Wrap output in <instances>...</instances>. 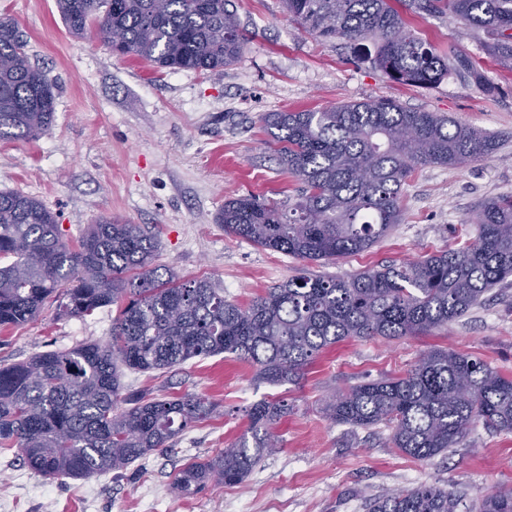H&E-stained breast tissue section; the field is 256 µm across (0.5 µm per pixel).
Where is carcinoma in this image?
<instances>
[{
	"instance_id": "carcinoma-1",
	"label": "carcinoma",
	"mask_w": 512,
	"mask_h": 512,
	"mask_svg": "<svg viewBox=\"0 0 512 512\" xmlns=\"http://www.w3.org/2000/svg\"><path fill=\"white\" fill-rule=\"evenodd\" d=\"M288 15L322 40L343 39L387 77L432 87L453 74L481 79L472 57L440 54L416 36L391 0H282ZM69 32L169 71L207 72L242 50L232 0H56ZM419 17L449 13L486 36L485 50L512 72V0H409ZM54 86L33 65L27 36L0 16V140L47 133ZM279 165L298 182L294 200L254 196L224 202V231L265 249L318 261L369 250L402 220L401 187L427 165L461 166L496 152L485 132L396 102L365 100L323 112L263 117ZM479 235L455 251L384 265L358 275L292 277L242 307L206 279L150 267L154 239L139 224L103 217L71 245L34 197L0 191V328L34 319L48 298L60 318L123 304L105 344L39 353L0 368V447L49 478L87 479L126 469L163 448L214 406L184 396L125 401L120 366L170 368L232 354L269 383L298 379L324 349L351 338L391 339L443 327L512 277V195L478 207ZM286 405L261 402L249 435L180 471L191 496L212 483L243 481L277 444L270 426ZM335 423L393 427L392 448L428 460L456 447L473 424L512 432V377L483 361L432 349L402 377L363 381L325 403ZM463 494L433 485L366 499L367 512H458ZM469 512H512V489L476 499Z\"/></svg>"
}]
</instances>
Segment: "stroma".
I'll list each match as a JSON object with an SVG mask.
<instances>
[{"label": "stroma", "instance_id": "obj_1", "mask_svg": "<svg viewBox=\"0 0 512 512\" xmlns=\"http://www.w3.org/2000/svg\"><path fill=\"white\" fill-rule=\"evenodd\" d=\"M245 41L224 68L158 72L68 33L56 0H0V14L26 32L29 53L53 83L49 132L0 141V189L39 199L66 239L103 217L139 224L157 241L152 265L181 278L209 279L248 305L288 278L348 277L379 266L459 249L478 236L472 221L485 199L512 195V73L487 57L483 32L450 16L410 17L438 50H465L481 81L453 75L422 88L389 79L343 41L305 32L282 0H234ZM366 99L448 115L494 136L497 152L461 166L415 170L402 187L403 219L358 255L304 262L225 233L215 217L225 200L293 198L297 184L266 144L268 112L319 111ZM55 300L24 325L0 331V367L48 350L106 342L117 306L57 319ZM450 349L512 375V285L447 326L420 336L347 340L324 350L294 383L271 384L231 354L197 357L166 371L124 370L125 392L153 399L194 394L212 417L178 433L169 452L89 479L47 478L0 449V512H365V497L422 484L464 491L459 512L489 488H512V432L472 427L457 448L429 460L389 446L386 425L332 422L323 403L334 390L404 375L421 354ZM285 402L271 427L279 439L241 483L194 496L173 487L188 464L230 447L249 429L248 410Z\"/></svg>", "mask_w": 512, "mask_h": 512}]
</instances>
